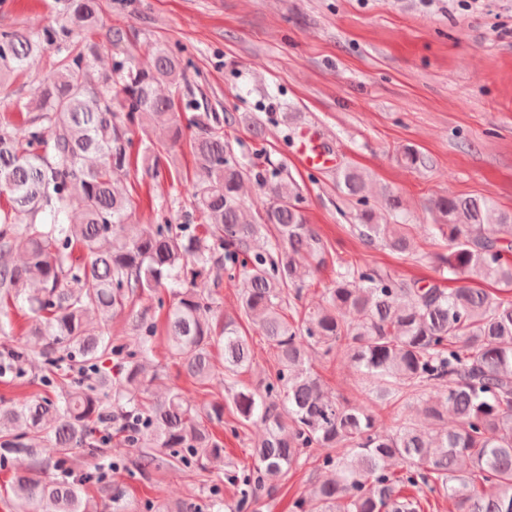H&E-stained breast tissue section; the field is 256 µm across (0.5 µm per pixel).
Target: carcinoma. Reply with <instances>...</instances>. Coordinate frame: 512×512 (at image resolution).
Instances as JSON below:
<instances>
[{"mask_svg":"<svg viewBox=\"0 0 512 512\" xmlns=\"http://www.w3.org/2000/svg\"><path fill=\"white\" fill-rule=\"evenodd\" d=\"M99 0H68L57 25L36 31L0 30V83L31 55L51 49L53 69L26 104L24 133L0 118V334L12 330L10 310L27 308L28 335L38 352L8 348L0 355V379L8 383L33 357L41 358L46 386L55 396L0 405V462L16 461L10 490L14 512H106L82 496L96 479L83 471L51 477L73 452H112L97 433L113 425L139 449L132 464L148 474L178 462L199 471L224 457V443L204 422H224V403L198 406L172 388L150 398L142 365L154 351L156 327L146 311L136 314V350L119 364L117 377L104 366L113 352L112 317L145 295L168 305L171 359L192 382L222 373L233 379L250 367V337L233 317L221 314L217 289L195 287L197 278L222 268L243 275L240 314L273 349L275 380L264 393L231 389L228 398L241 424L259 422L265 436L248 449L257 482L244 471L239 510L253 494L272 490L310 458L327 477L297 512H421L413 488L445 498L453 512H512V211L488 197H440L433 202L435 233L447 243L437 256L454 288L397 280L366 264L336 260V281L321 302L296 312L303 261L323 257L308 224L296 185L280 177L281 164L265 157L246 165L224 138L228 117L205 112L189 139L195 176L183 199L186 222L152 220L134 237L123 235L135 211L116 183L132 159L158 178L175 164L183 139L176 101L199 107L183 94L182 58L160 44L145 69L133 58L98 70L101 45L88 34L99 26ZM166 86L168 94L159 93ZM164 124L170 142L135 148V129ZM254 181L265 196L263 212L243 215L242 184ZM366 175L347 167L338 189L364 202ZM381 224L372 208L359 214L357 230L367 246L378 243L400 254L413 251L410 225L400 224L398 196L386 193ZM271 229L274 242L254 241ZM81 255H75V252ZM20 253L23 264L11 256ZM491 279L500 294L476 288ZM343 349L372 384L382 404L407 407L429 386L442 390L426 401L436 422L431 433L404 423L391 433L376 416L341 402L313 372L315 352ZM46 439L60 458L41 456L32 443ZM400 462V470L394 469Z\"/></svg>","mask_w":512,"mask_h":512,"instance_id":"1","label":"carcinoma"}]
</instances>
